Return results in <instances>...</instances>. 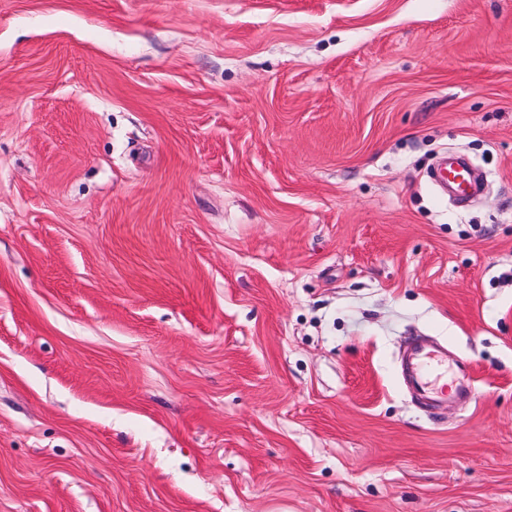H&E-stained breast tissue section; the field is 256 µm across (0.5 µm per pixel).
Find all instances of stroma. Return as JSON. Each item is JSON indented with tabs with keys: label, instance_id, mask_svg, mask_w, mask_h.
<instances>
[{
	"label": "stroma",
	"instance_id": "35a3bbf8",
	"mask_svg": "<svg viewBox=\"0 0 512 512\" xmlns=\"http://www.w3.org/2000/svg\"><path fill=\"white\" fill-rule=\"evenodd\" d=\"M0 512H512V0H0ZM448 367V356L436 350L413 345L407 361V369L416 392L432 403L448 402V391L435 384V379ZM437 376L434 379V374Z\"/></svg>",
	"mask_w": 512,
	"mask_h": 512
}]
</instances>
